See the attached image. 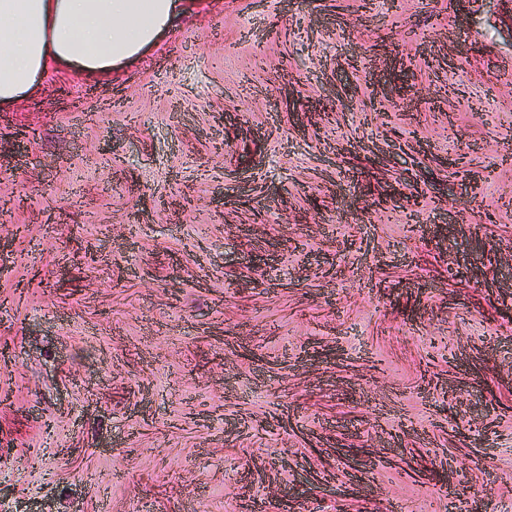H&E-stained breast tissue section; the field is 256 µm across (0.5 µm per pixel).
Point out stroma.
Here are the masks:
<instances>
[{"mask_svg":"<svg viewBox=\"0 0 512 512\" xmlns=\"http://www.w3.org/2000/svg\"><path fill=\"white\" fill-rule=\"evenodd\" d=\"M0 242V512H512V0H202L51 71Z\"/></svg>","mask_w":512,"mask_h":512,"instance_id":"35a3bbf8","label":"stroma"}]
</instances>
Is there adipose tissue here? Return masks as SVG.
I'll list each match as a JSON object with an SVG mask.
<instances>
[{"mask_svg": "<svg viewBox=\"0 0 512 512\" xmlns=\"http://www.w3.org/2000/svg\"><path fill=\"white\" fill-rule=\"evenodd\" d=\"M182 12V0H0V105L60 66L111 78L174 33Z\"/></svg>", "mask_w": 512, "mask_h": 512, "instance_id": "ef3b65f1", "label": "adipose tissue"}]
</instances>
